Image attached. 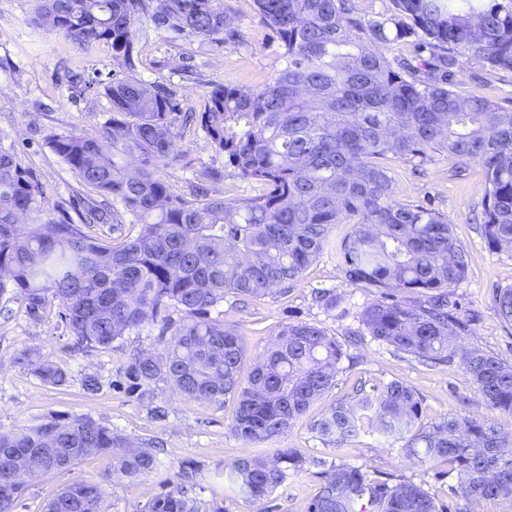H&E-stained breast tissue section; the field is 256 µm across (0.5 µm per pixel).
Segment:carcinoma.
Instances as JSON below:
<instances>
[{
	"label": "carcinoma",
	"mask_w": 512,
	"mask_h": 512,
	"mask_svg": "<svg viewBox=\"0 0 512 512\" xmlns=\"http://www.w3.org/2000/svg\"><path fill=\"white\" fill-rule=\"evenodd\" d=\"M34 22L91 52L100 45L124 76L103 85L112 117L92 132L48 136L50 149L97 197L83 201L82 223L46 205L45 191L15 154L0 150V295L36 314L55 303L65 332L88 348H107L127 331L161 325L159 353L131 356L127 389L142 399L167 383L189 401L236 398L233 433L248 444L284 434L335 384L344 351L314 323L281 325L241 378V336L210 317L228 294L255 299L287 290L326 249L336 250L350 284L379 292L358 315L361 335L430 365L459 361L488 416L450 414L422 423L423 399L390 382L338 400L315 430L338 446L365 428L402 442L408 458H441L465 503L512 500V362L463 343L473 319L457 312L453 288L465 277V253L451 224L424 206L396 199L389 157L448 154L462 170L484 174L476 217L487 246L512 253V109L456 90L457 57L512 70V0H387L378 12L359 0H255L261 21L281 41L285 66L255 89L218 83L204 111L178 114L173 92L137 77L140 38L157 31L211 46L240 34L224 0H33ZM414 39L427 56L387 57L381 47ZM192 125L258 194L226 202L203 187L191 198L171 192L159 165L179 156ZM140 168L131 173L126 160ZM110 224L106 240L85 231ZM351 224L340 241L332 230ZM398 293L406 295L400 301ZM314 302L334 310L332 290ZM494 304L512 322V286ZM180 320H172L173 314ZM45 384L67 374L52 361L19 358ZM112 452L113 474L137 479L159 467L156 446L134 444L88 416H50L0 432V512H13L32 459L45 472ZM302 461L287 448L247 452L224 465L231 491L269 512V496ZM198 468L183 463L177 484L141 512H201L187 496ZM305 512H450L421 485L385 478L345 462L319 472ZM108 488L75 482L44 512H106Z\"/></svg>",
	"instance_id": "carcinoma-1"
}]
</instances>
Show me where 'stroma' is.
I'll use <instances>...</instances> for the list:
<instances>
[{
	"label": "stroma",
	"mask_w": 512,
	"mask_h": 512,
	"mask_svg": "<svg viewBox=\"0 0 512 512\" xmlns=\"http://www.w3.org/2000/svg\"><path fill=\"white\" fill-rule=\"evenodd\" d=\"M224 6L242 31L235 44L213 47L187 38L171 41L152 33L140 46L138 74L148 81L167 84L179 104L203 109L213 84L259 87L270 82L284 67L282 49L261 23L255 0H224ZM32 0H8L0 6V149L16 153L19 162L33 170L47 192L50 208L76 215L88 190L50 149L51 133L100 128L112 115L109 99L92 89L72 98L67 87L70 75L96 83L111 80L116 68L112 50L100 46L85 52L72 41L47 34L35 27ZM457 90L465 96H490L512 109V71L490 72L473 61L459 59L455 69ZM180 157L160 169L173 193L189 196L192 186L207 171L220 169L222 180L211 183L212 197L227 201L256 194V185L242 179L224 164L210 142L195 130L185 131ZM397 198L407 205H423L448 219L465 252L467 274L455 288L454 297L463 310L477 314L469 345L478 346L512 360V322L505 321L493 301L495 289L512 286V255L488 248L471 217L481 204L484 177L479 166L454 175L447 155L435 156L416 172L414 161L390 158ZM316 288L336 291L343 301L330 312L315 306ZM375 298L373 289L345 282L335 252L324 251L288 292H275L261 299L227 295L213 318L224 321L244 339L243 372L264 353L279 325L295 320L324 328L342 344L346 355L329 393L315 401L288 432L256 446L236 437L231 424L236 403L186 401L167 386H160L154 401L117 388L126 361L138 350L162 349L166 340L160 326L130 331L107 348L78 350L58 317L56 305L39 315L28 312L24 302L0 295V432L40 423L50 416H88L132 441L157 443L161 464L140 480L111 484L107 512H141L143 505L169 490L182 462L199 465L195 497L201 505L212 500L224 503L225 512H255L256 506L237 496L224 484L226 463L248 449L273 453L278 448L295 451L305 462L302 473L288 477L271 495L272 512H304L318 483V462H347L404 477L446 503L455 480L445 461L426 465L403 458L401 444L379 433L365 431L343 447L325 443L314 428L315 421L336 400L353 395L358 384L381 387L397 381L413 387L423 399V420L432 422L457 414L482 415L486 406L467 381L459 363L436 368L418 364L371 337L351 342L349 332L357 328L356 313ZM38 349L68 376L62 386L44 384L19 364L24 351ZM97 374L103 386L95 393L82 387L85 374ZM112 458L91 455L70 469L39 476L29 482L15 512H42L44 505L73 482L109 484Z\"/></svg>",
	"instance_id": "35a3bbf8"
}]
</instances>
